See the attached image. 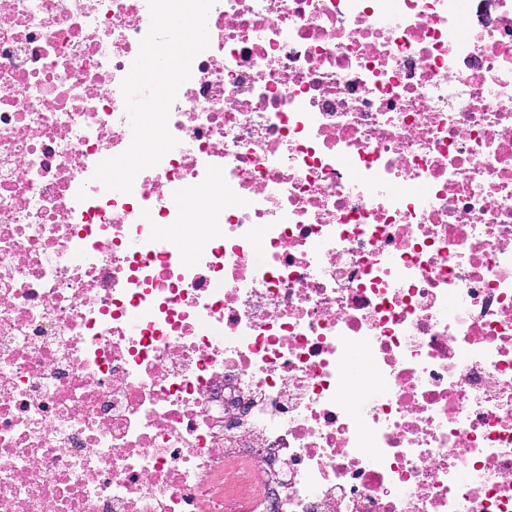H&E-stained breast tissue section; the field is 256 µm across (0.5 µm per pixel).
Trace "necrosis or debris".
<instances>
[{"mask_svg": "<svg viewBox=\"0 0 512 512\" xmlns=\"http://www.w3.org/2000/svg\"><path fill=\"white\" fill-rule=\"evenodd\" d=\"M483 2L216 0L126 194L94 172L147 0H0V512H266L258 448L279 512H512V0Z\"/></svg>", "mask_w": 512, "mask_h": 512, "instance_id": "1", "label": "necrosis or debris"}]
</instances>
